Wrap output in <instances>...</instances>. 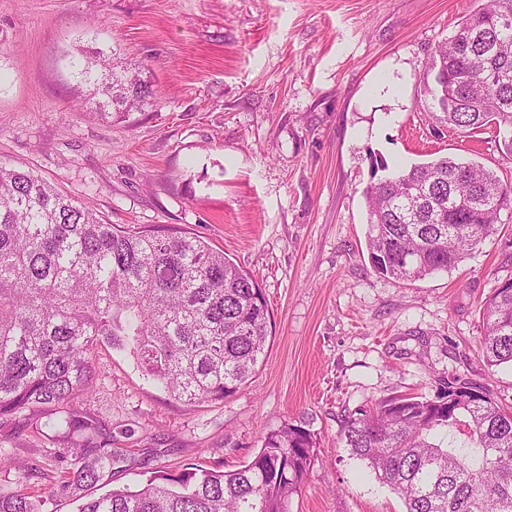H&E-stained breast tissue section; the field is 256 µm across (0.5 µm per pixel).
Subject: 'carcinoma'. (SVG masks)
<instances>
[{
	"label": "carcinoma",
	"instance_id": "carcinoma-1",
	"mask_svg": "<svg viewBox=\"0 0 512 512\" xmlns=\"http://www.w3.org/2000/svg\"><path fill=\"white\" fill-rule=\"evenodd\" d=\"M68 65L86 86L81 105L122 119L153 103L141 71L97 48ZM442 120L472 134L512 129V0H486L435 47L423 79ZM364 190L366 250L379 276L415 281L458 267L512 211V184L453 157L389 170L370 157ZM487 368L512 366V281L480 307ZM271 315L245 270L200 238L125 230L29 171L0 167V420L19 429L31 414L61 411V476L19 463L0 440V512H46L59 496L76 512H288L317 448L304 420L268 433L241 468L156 471L136 490L84 492L123 461L112 428L66 410L92 384L105 345L192 405L237 393L263 365ZM345 446L404 503L405 512H512V411L490 388L452 377L434 397L401 396L348 414Z\"/></svg>",
	"mask_w": 512,
	"mask_h": 512
}]
</instances>
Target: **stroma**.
<instances>
[{
    "instance_id": "obj_1",
    "label": "stroma",
    "mask_w": 512,
    "mask_h": 512,
    "mask_svg": "<svg viewBox=\"0 0 512 512\" xmlns=\"http://www.w3.org/2000/svg\"><path fill=\"white\" fill-rule=\"evenodd\" d=\"M484 0H0V166L33 172L110 223L196 235L262 288L263 367L233 396L187 405L101 347L79 410L150 472L232 471L267 433L310 420L319 445L288 512H403L342 441L348 412L434 396L450 377L512 407V368L488 372L479 307L512 277V214L455 269L378 277L365 249L368 156L474 161L512 182L496 127L468 134L419 110L423 63ZM92 46L160 95L128 118L80 109L67 65ZM54 414L0 426L20 460L53 469Z\"/></svg>"
}]
</instances>
